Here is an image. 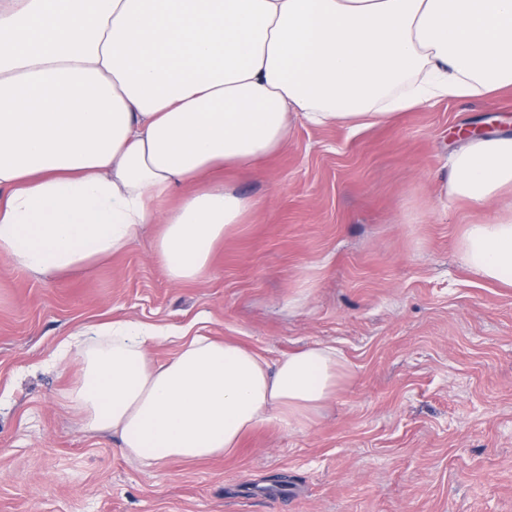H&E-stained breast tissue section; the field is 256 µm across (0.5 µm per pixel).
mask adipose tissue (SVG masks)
Wrapping results in <instances>:
<instances>
[{
  "label": "adipose tissue",
  "instance_id": "ef3b65f1",
  "mask_svg": "<svg viewBox=\"0 0 512 512\" xmlns=\"http://www.w3.org/2000/svg\"><path fill=\"white\" fill-rule=\"evenodd\" d=\"M508 90L512 0H0V258L51 279L156 224L168 279L195 280L256 206L225 169L281 150L296 121L358 129ZM448 169L445 195L499 201L512 135L470 140ZM456 248L512 287V205ZM169 338L111 322L56 357L78 365L65 398L86 428L148 464L229 454L270 422L308 427L351 373L333 346L271 364L199 335L154 363Z\"/></svg>",
  "mask_w": 512,
  "mask_h": 512
}]
</instances>
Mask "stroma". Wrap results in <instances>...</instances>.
Returning a JSON list of instances; mask_svg holds the SVG:
<instances>
[{
    "mask_svg": "<svg viewBox=\"0 0 512 512\" xmlns=\"http://www.w3.org/2000/svg\"><path fill=\"white\" fill-rule=\"evenodd\" d=\"M512 133V91L449 97L368 128L296 125L225 173L258 206L207 274L172 283L153 235L37 280L0 259V512H512V288L460 262L490 218L441 193L449 154ZM135 321L244 345L268 362L336 346L351 375L310 426L228 456L146 464L84 430L53 366L71 333Z\"/></svg>",
    "mask_w": 512,
    "mask_h": 512,
    "instance_id": "35a3bbf8",
    "label": "stroma"
}]
</instances>
